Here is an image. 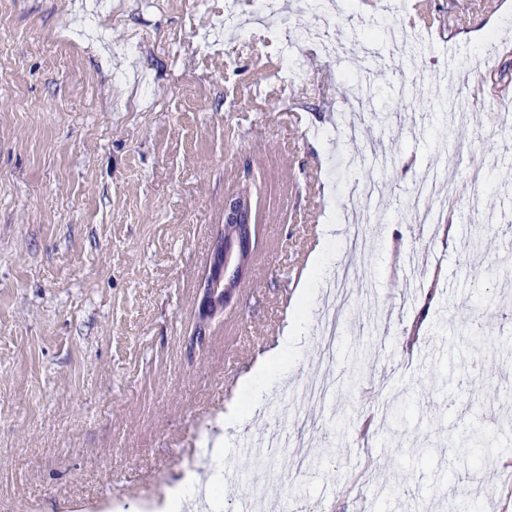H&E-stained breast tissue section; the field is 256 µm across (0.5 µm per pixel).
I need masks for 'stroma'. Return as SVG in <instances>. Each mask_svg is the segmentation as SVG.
<instances>
[{
  "label": "stroma",
  "mask_w": 512,
  "mask_h": 512,
  "mask_svg": "<svg viewBox=\"0 0 512 512\" xmlns=\"http://www.w3.org/2000/svg\"><path fill=\"white\" fill-rule=\"evenodd\" d=\"M236 2L227 32L224 0H0V512H162L227 403L249 411L226 381L278 338L280 299L300 288L292 271L325 222L338 230L298 307L307 333L216 466L218 512L256 491L265 512H460L464 487L494 488L480 512H512V352L489 344L512 342L497 294L512 278V136L493 119L512 103V0H431L459 23L435 25L421 58L388 54L371 73L383 96L362 105L345 64L303 38L315 0ZM358 2L337 0L327 28L352 59L379 46L353 37ZM483 27L492 42L460 37ZM290 51L300 68L286 89ZM414 82L427 98L453 85L458 141L404 104ZM377 145L400 156L395 169L380 170ZM429 170L458 182L467 236L411 222ZM369 178L391 217L353 251L339 221ZM245 185L249 273L188 350L224 199ZM342 265L359 277L322 375L323 291ZM434 271L445 281L430 301ZM318 374L325 397L295 408ZM396 401L401 419L383 424ZM308 414L318 430L303 446L243 452Z\"/></svg>",
  "instance_id": "stroma-1"
}]
</instances>
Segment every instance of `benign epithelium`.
I'll return each instance as SVG.
<instances>
[{"instance_id":"benign-epithelium-1","label":"benign epithelium","mask_w":512,"mask_h":512,"mask_svg":"<svg viewBox=\"0 0 512 512\" xmlns=\"http://www.w3.org/2000/svg\"><path fill=\"white\" fill-rule=\"evenodd\" d=\"M254 237L251 194L242 190L225 197L224 225L213 240L209 270L198 283V318L190 344L202 342L248 274Z\"/></svg>"}]
</instances>
